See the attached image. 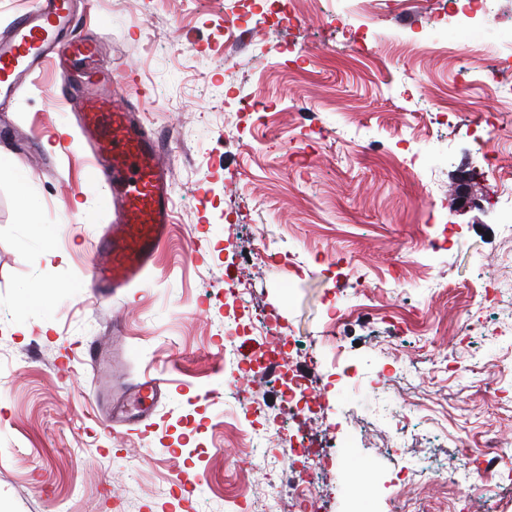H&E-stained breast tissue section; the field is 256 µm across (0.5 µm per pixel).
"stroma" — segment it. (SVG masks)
<instances>
[{"mask_svg": "<svg viewBox=\"0 0 512 512\" xmlns=\"http://www.w3.org/2000/svg\"><path fill=\"white\" fill-rule=\"evenodd\" d=\"M444 0H319L297 23L254 17L225 34L236 0H81L101 58L131 66L126 94L160 131L175 173L162 278L95 306L93 241L112 207L45 67L0 112V512H264L274 439L249 448L224 383V320L267 315L300 340L292 359L319 388L291 423L322 468L318 512H512V240L489 159L512 168V116L487 87L512 52H469L448 21L429 50L410 40ZM265 107L254 127L242 101ZM54 236L41 241V226ZM277 262L256 254V233ZM245 289L232 308L224 293ZM366 313L333 330L330 303ZM120 316L132 377L165 378L147 424L112 436L97 420L103 381L82 359ZM340 333L343 351L331 337ZM397 362L401 374L381 369Z\"/></svg>", "mask_w": 512, "mask_h": 512, "instance_id": "35a3bbf8", "label": "stroma"}]
</instances>
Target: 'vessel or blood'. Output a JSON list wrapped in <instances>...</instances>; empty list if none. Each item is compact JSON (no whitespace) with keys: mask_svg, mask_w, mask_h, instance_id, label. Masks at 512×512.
<instances>
[{"mask_svg":"<svg viewBox=\"0 0 512 512\" xmlns=\"http://www.w3.org/2000/svg\"><path fill=\"white\" fill-rule=\"evenodd\" d=\"M76 21L69 0H32L0 37V100L22 96L47 57L72 64L96 57V41L81 37ZM128 77L116 64L91 72L81 86L60 84L62 98L78 99L76 127L112 200L113 218L97 240L89 270L91 291L103 302L152 282L172 224L174 183L164 146L121 96Z\"/></svg>","mask_w":512,"mask_h":512,"instance_id":"b4317fda","label":"vessel or blood"}]
</instances>
